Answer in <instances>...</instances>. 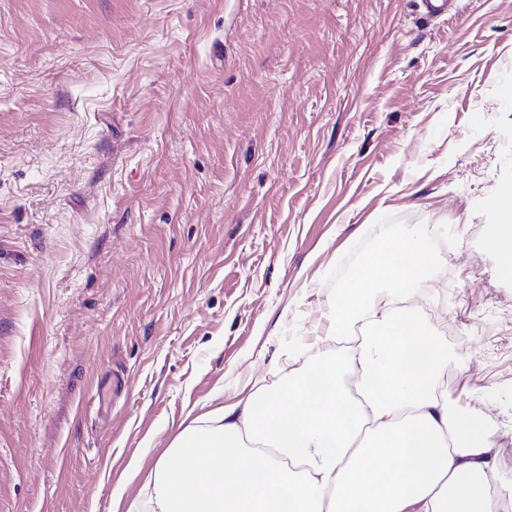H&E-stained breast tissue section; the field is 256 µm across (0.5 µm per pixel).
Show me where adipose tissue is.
Returning <instances> with one entry per match:
<instances>
[{
  "instance_id": "1",
  "label": "adipose tissue",
  "mask_w": 512,
  "mask_h": 512,
  "mask_svg": "<svg viewBox=\"0 0 512 512\" xmlns=\"http://www.w3.org/2000/svg\"><path fill=\"white\" fill-rule=\"evenodd\" d=\"M488 248L512 277V193ZM327 311L325 342L269 390L180 425L127 512H512L454 355L410 302L432 285L424 228L379 230Z\"/></svg>"
}]
</instances>
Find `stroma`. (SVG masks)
Segmentation results:
<instances>
[{"label": "stroma", "instance_id": "1", "mask_svg": "<svg viewBox=\"0 0 512 512\" xmlns=\"http://www.w3.org/2000/svg\"><path fill=\"white\" fill-rule=\"evenodd\" d=\"M512 0H0V512L130 504L424 226L450 390L512 464ZM499 224L488 241V248L499 260L501 273L512 277V194L505 190L497 203Z\"/></svg>", "mask_w": 512, "mask_h": 512}]
</instances>
